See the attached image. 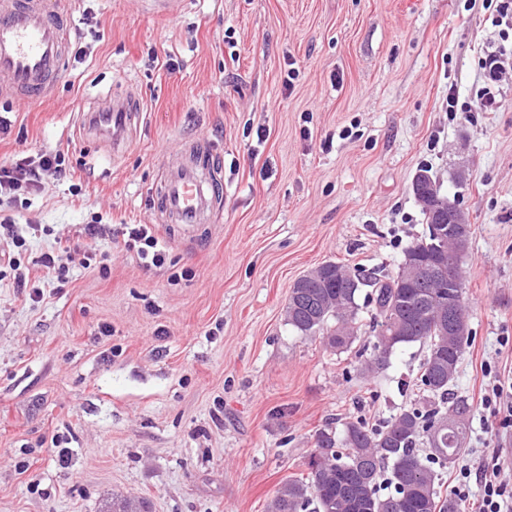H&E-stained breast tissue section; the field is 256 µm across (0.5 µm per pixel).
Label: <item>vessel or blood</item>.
Wrapping results in <instances>:
<instances>
[{
	"label": "vessel or blood",
	"mask_w": 512,
	"mask_h": 512,
	"mask_svg": "<svg viewBox=\"0 0 512 512\" xmlns=\"http://www.w3.org/2000/svg\"><path fill=\"white\" fill-rule=\"evenodd\" d=\"M72 26L71 0H0V92L20 104L50 95L65 77ZM132 118L122 99L113 102L111 113L85 116L84 124L92 131L112 127L117 149ZM215 185L203 155H194L169 171L160 207L178 223H208L218 199Z\"/></svg>",
	"instance_id": "obj_1"
}]
</instances>
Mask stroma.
<instances>
[{"label":"stroma","instance_id":"35a3bbf8","mask_svg":"<svg viewBox=\"0 0 512 512\" xmlns=\"http://www.w3.org/2000/svg\"><path fill=\"white\" fill-rule=\"evenodd\" d=\"M72 0L67 76L47 98H0V164L67 151L70 181L10 206L31 300L0 280V512H266L322 429L378 426L412 401L425 351L362 377L354 351L285 322L295 279L337 261L391 275L426 228L414 175L430 169L471 226L463 297L472 336L454 387L473 408L465 459L512 448L479 395L482 363L512 367V74L492 112L450 113L512 52L491 0ZM87 54H80V47ZM180 68L168 71L165 53ZM139 102L113 152L80 116ZM205 154L223 196L211 222L171 223L168 166ZM78 192H71V185ZM99 218L106 234L86 226ZM149 224L147 267L116 231ZM53 252L65 281L33 266ZM484 76L490 83H497L503 78L507 70H512V64L509 58H504L503 54L490 52L481 63Z\"/></svg>","mask_w":512,"mask_h":512}]
</instances>
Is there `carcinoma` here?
<instances>
[{
  "instance_id": "cac0c4a2",
  "label": "carcinoma",
  "mask_w": 512,
  "mask_h": 512,
  "mask_svg": "<svg viewBox=\"0 0 512 512\" xmlns=\"http://www.w3.org/2000/svg\"><path fill=\"white\" fill-rule=\"evenodd\" d=\"M426 230L403 251L398 271H375L327 262L305 274L306 286L288 297L286 322L304 336H321L328 348L349 351L358 339L362 291L374 305L372 352L359 358V372L378 377L400 349L418 344L425 356L417 377L419 400L375 428L349 421L340 433L323 430L306 474L283 482L269 512H456L441 493V471L465 450L471 407L454 395L460 359L471 328L460 288L446 281L425 286L414 270L438 251L432 225L448 210L419 205ZM465 335H448L436 321L448 302ZM390 491L380 493L381 485ZM104 512H149L147 501L114 498Z\"/></svg>"
}]
</instances>
